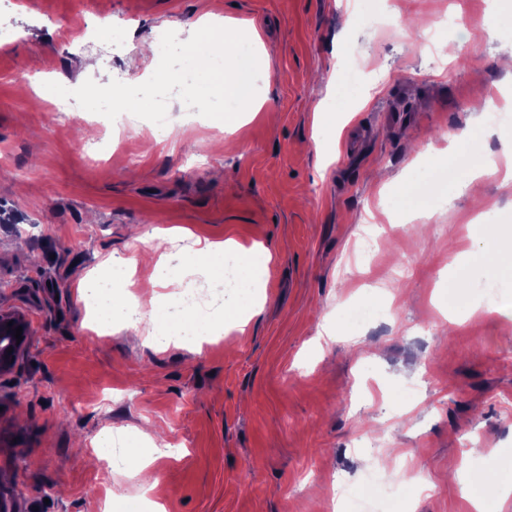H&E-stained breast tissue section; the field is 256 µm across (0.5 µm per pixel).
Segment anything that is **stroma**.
I'll return each mask as SVG.
<instances>
[{
	"mask_svg": "<svg viewBox=\"0 0 512 512\" xmlns=\"http://www.w3.org/2000/svg\"><path fill=\"white\" fill-rule=\"evenodd\" d=\"M209 16L261 37L256 115L226 125L174 97L165 125L111 121L43 87L142 83L159 62L143 46ZM0 26L17 32L0 41V308L31 330L0 375V487L19 512L135 506L136 479L95 445L156 427L177 448L155 465L165 512H345L346 483L395 512L363 479L368 441L390 450L385 471L424 469L405 512H473L464 489L512 478V279L485 306L445 248L470 250L476 217L485 242L512 229V186L452 188L438 168L452 144L466 168L503 152L474 106L491 90L512 108V0H17ZM440 26L453 57L423 38ZM410 208L424 219L393 226ZM229 239L272 254L245 333L157 350L140 329L88 331L79 284L105 258ZM176 273L172 293L223 319V284ZM362 298L373 313L349 327Z\"/></svg>",
	"mask_w": 512,
	"mask_h": 512,
	"instance_id": "obj_1",
	"label": "stroma"
}]
</instances>
